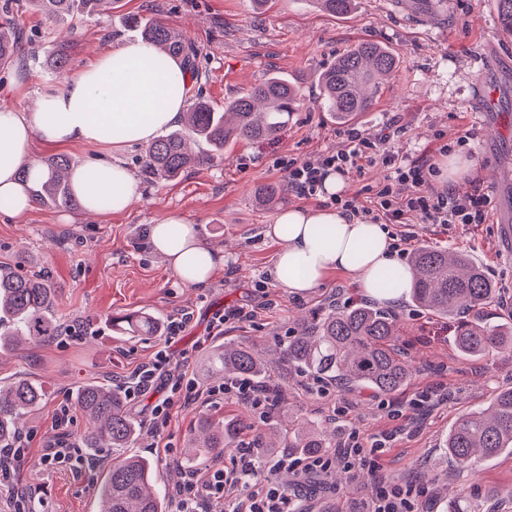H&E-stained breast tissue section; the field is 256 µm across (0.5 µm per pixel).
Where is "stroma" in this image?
<instances>
[{
	"mask_svg": "<svg viewBox=\"0 0 512 512\" xmlns=\"http://www.w3.org/2000/svg\"><path fill=\"white\" fill-rule=\"evenodd\" d=\"M13 16L40 60L68 46L73 71L90 60L93 50H110L136 36L130 17L157 18L198 47L200 77L191 91L214 106L273 74L299 82L302 99L277 139L230 145L215 165L190 168L174 181L142 183V198L124 213L96 216L39 204L20 216L0 210V264L14 263L22 253L26 272H48L56 289V316L64 327L52 340L0 351V380L29 379L44 392L22 425L31 442L27 462L15 476L17 489L33 487L37 495L0 499V512H98L100 480L113 458L132 452L151 458L159 485L171 488L198 415L251 412L234 399L195 403L179 409L159 435L150 410L161 393L150 390L128 403L143 428L133 448L99 449L97 468L77 477L44 468L40 457L60 434L75 442L88 428L86 417L72 406L81 384L122 385L128 372L163 350L170 364L186 365L203 387V358L214 346L244 342L271 354L296 333L302 319L362 300L354 276L342 272L330 274L306 295L277 286L272 270L281 243L266 234L284 208L323 203L321 196L293 191L286 165L347 147L343 126L323 105L320 81L337 55L360 42H380L398 63L356 128L389 133L394 153L413 159L432 154L441 168L449 158L458 159L465 169L456 180L437 175L433 187L451 186L464 195L480 187L491 198L485 223L393 224L390 233L410 232L407 252L422 245L452 248L480 265L497 289L495 299L478 310L487 322H500L502 311L512 306V256L496 246V217L512 207V131L497 134L492 128L496 114L479 112L476 105L479 89L488 84L498 92L499 112L512 116V37L499 24L495 0H436L429 13L414 9L413 0H354L342 18L319 10L312 0H268L261 9L250 0H119L112 12L74 20L69 29L31 10L26 0H15ZM40 60L24 59L0 71V109L24 111L45 88L63 83V76ZM465 134L471 137L469 148L455 149L448 158L438 155L441 143ZM59 152L75 166L117 161L137 175L144 149L134 145L115 152L74 144ZM268 187L275 188L274 197L265 196ZM170 213L196 225L206 245L223 251L224 267L208 285L187 286L147 247L150 224ZM260 303L265 309L255 321L210 335L211 323L224 309ZM184 310L191 319L172 339L163 333L129 337L112 325L113 319L136 311L165 324ZM391 311L401 320V349L418 368L411 384L396 395L353 392L285 365L271 367L269 385L283 397L275 417L281 428L306 422L340 438L353 429L397 433L375 481L363 483L338 470L303 485L292 473L288 490H301L306 512H363L375 482L411 481L426 491L418 512H442L453 493L464 494L477 512H512L511 455L480 462L472 470L450 462L443 449L463 411L485 406L499 390L512 387V355L496 351L479 360L462 357L451 321L418 307L410 297H402ZM424 391L434 399L417 406ZM65 405L69 421L59 431L55 415Z\"/></svg>",
	"mask_w": 512,
	"mask_h": 512,
	"instance_id": "stroma-1",
	"label": "stroma"
}]
</instances>
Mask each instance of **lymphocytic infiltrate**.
<instances>
[{
    "label": "lymphocytic infiltrate",
    "instance_id": "f902f5d3",
    "mask_svg": "<svg viewBox=\"0 0 512 512\" xmlns=\"http://www.w3.org/2000/svg\"><path fill=\"white\" fill-rule=\"evenodd\" d=\"M347 139V149L289 162L288 177L299 195H314L329 173L345 175L359 170L361 162L379 161L391 170L387 184L376 190L366 206L354 197L341 198L344 213L370 215L387 224H405L412 219L422 224L484 223L490 202L488 195L477 192L460 197L449 189L435 190L429 182L434 171L430 156L414 160L397 158L387 147L390 137L386 134L353 128L348 131ZM161 373L167 376L171 394L157 400L151 409V425L156 432L167 428L179 400L190 405L232 398L250 404L260 418L269 415L267 388L246 379L202 388L189 378L184 368L170 366L160 353L130 372L124 383L127 397L147 393ZM387 440L384 434L365 437L354 431L340 447L320 455L284 452L266 462L254 457L249 448H240L231 468L219 463L203 472L182 471L171 491L172 512H199L201 504L211 501L227 503L229 512H305L299 495L289 493L279 484L277 475L281 470L309 476L340 468L356 477H371L380 467Z\"/></svg>",
    "mask_w": 512,
    "mask_h": 512
}]
</instances>
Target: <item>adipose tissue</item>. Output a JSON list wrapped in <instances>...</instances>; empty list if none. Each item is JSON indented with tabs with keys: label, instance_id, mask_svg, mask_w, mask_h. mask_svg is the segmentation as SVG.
Masks as SVG:
<instances>
[{
	"label": "adipose tissue",
	"instance_id": "1",
	"mask_svg": "<svg viewBox=\"0 0 512 512\" xmlns=\"http://www.w3.org/2000/svg\"><path fill=\"white\" fill-rule=\"evenodd\" d=\"M156 47L141 39L124 40L100 51L59 90L43 91L32 111L0 110V205L20 215L32 202L18 178L34 164L33 140L51 147L69 144L109 145L120 149L149 144L175 124L184 99L172 86L187 87L188 71L176 59L155 67ZM89 166L74 168L71 181L85 211L109 215L126 211L141 196L134 174L120 163L108 166V179L91 181ZM122 191H114V182ZM268 234L282 241L273 275L279 287L294 294L319 288L333 272L355 276L361 292L381 304H396L409 290L407 269L397 259L384 225L341 214L335 208L289 207ZM147 242L186 284L206 283L224 266V255L201 240L195 225L170 214L150 226ZM396 272L395 284L382 274Z\"/></svg>",
	"mask_w": 512,
	"mask_h": 512
}]
</instances>
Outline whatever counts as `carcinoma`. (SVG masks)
<instances>
[{
  "mask_svg": "<svg viewBox=\"0 0 512 512\" xmlns=\"http://www.w3.org/2000/svg\"><path fill=\"white\" fill-rule=\"evenodd\" d=\"M115 0H28L36 11L58 22L78 15H101ZM324 11L342 17L351 0H314ZM502 29L512 34V0H496ZM144 40L157 45L166 57L182 58L193 76H199L198 50L184 36L157 20L136 22ZM22 44L13 23L12 0L0 5V68L21 55ZM34 61L65 72L69 59L64 47ZM393 53L376 41H363L340 54L336 64L324 72L322 99L336 121L351 122L375 104L381 81L396 68ZM301 100L299 87L280 76L254 84L246 92L226 101L224 108L207 99H190L182 127L158 136L147 146L141 172L153 182H169L187 169L212 165L224 155V147L243 141L273 140L288 124ZM207 145L193 152L189 141ZM39 173L28 166L21 179L31 183V197L39 204L75 209L79 201L62 172L70 161L55 156L39 161ZM412 301L440 316L455 319V345L467 358H481L493 350H512V319L488 325L461 317L495 298L496 288L484 270L462 252L421 246L411 258ZM56 293L49 277L21 274L0 265V350L38 344L61 332L55 317ZM131 337L155 336L161 323L155 317L132 312L121 317ZM400 327L395 315L357 303L336 307L323 317L304 324L302 330L280 346L281 362L319 378L344 386L368 389L389 396L406 387L416 368L398 347ZM205 372L225 379H259L269 370L262 351L246 344L224 343L205 356ZM40 385L27 381H0V447L15 443L20 421L42 400ZM74 405L90 420L80 436L88 448H129L142 434V426L129 415L122 391L110 385L88 382L74 393ZM254 432L260 445L264 432L253 431L245 418L217 419L200 415L189 437L187 459L201 463L224 459V450ZM284 447L301 456L316 455L330 447L325 431L303 425L283 434ZM445 454L459 465L512 454V388L494 395L486 407L462 413L444 440ZM152 460L127 456L112 462L99 488V512H167L164 493L156 488Z\"/></svg>",
  "mask_w": 512,
  "mask_h": 512,
  "instance_id": "obj_1",
  "label": "carcinoma"
}]
</instances>
